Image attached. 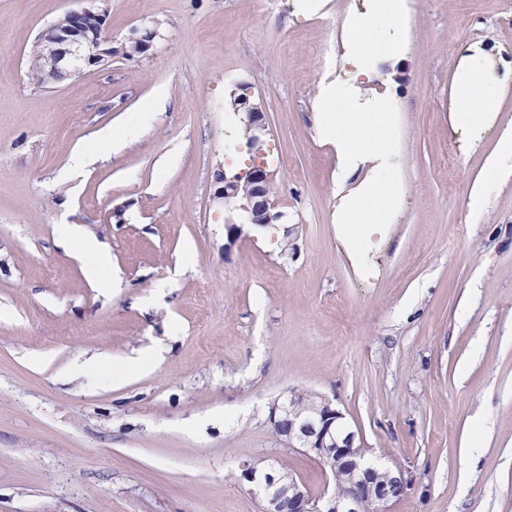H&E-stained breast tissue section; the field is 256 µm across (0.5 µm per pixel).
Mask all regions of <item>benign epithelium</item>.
Returning a JSON list of instances; mask_svg holds the SVG:
<instances>
[{
  "mask_svg": "<svg viewBox=\"0 0 512 512\" xmlns=\"http://www.w3.org/2000/svg\"><path fill=\"white\" fill-rule=\"evenodd\" d=\"M107 9L93 4L79 10H69L65 16L68 26L58 30L55 36L57 61L60 69L74 74L81 72L76 65L82 60L87 65L97 64L105 56H112V49L104 47ZM247 126L251 136L246 143L247 151L254 156L261 151V135L266 131L265 113L260 107L246 113ZM245 180L249 189L239 194V180ZM273 175L264 162L251 160L247 169L238 173L236 179H219L214 198L234 202L241 222L226 224L229 242L236 241L244 226L263 230L280 223L285 213L279 210L278 202L272 198L269 185ZM288 445L318 459L325 466H336L347 471L351 487L344 492L324 490L312 495L303 482L292 474L288 485L280 484L275 468L261 473L250 465H244L243 478L251 484L252 490L264 502V512H280L283 499L292 505L290 512H361L363 495L373 498L377 512H388V505L394 500L393 487L405 483L401 470H388L389 481L379 483L373 479L374 469L368 463L370 449L364 447L358 434L343 424V413L324 400L315 414L306 418L299 430L288 431Z\"/></svg>",
  "mask_w": 512,
  "mask_h": 512,
  "instance_id": "obj_1",
  "label": "benign epithelium"
}]
</instances>
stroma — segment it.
I'll return each instance as SVG.
<instances>
[{
    "instance_id": "1",
    "label": "stroma",
    "mask_w": 512,
    "mask_h": 512,
    "mask_svg": "<svg viewBox=\"0 0 512 512\" xmlns=\"http://www.w3.org/2000/svg\"><path fill=\"white\" fill-rule=\"evenodd\" d=\"M301 1L107 0L112 57L41 85L37 40L79 0H0V512H259L242 477L258 459L321 493L324 467L269 422L294 391L404 470L390 512H512V178L479 220L467 207L512 130V0H409L399 64L362 88L394 95L399 202L358 247L315 100L323 44L369 0ZM135 28L157 35L129 57ZM479 52L505 90L471 135L454 79ZM241 82L287 220L231 243L214 191L247 138L226 105ZM159 93L136 141L72 169ZM66 223L107 247L119 287L89 284ZM147 347L144 373L72 372Z\"/></svg>"
}]
</instances>
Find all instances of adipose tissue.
<instances>
[{
  "label": "adipose tissue",
  "instance_id": "ef3b65f1",
  "mask_svg": "<svg viewBox=\"0 0 512 512\" xmlns=\"http://www.w3.org/2000/svg\"><path fill=\"white\" fill-rule=\"evenodd\" d=\"M407 10L406 0H372L367 11L348 20V51L344 64L351 80L325 83L319 92L323 137L335 143L342 162L340 180H347L359 163L371 162L369 178L342 197L336 210V221L361 227L385 224L397 196L393 159L395 145L388 133L392 102L376 96L370 103L358 100L357 78L373 77L383 58L398 54L397 25ZM456 126L477 130L492 123L500 106L499 87L487 70L486 63H470L462 67L455 83ZM164 97H156L144 105L137 121L125 123L119 130L102 132L98 147L112 148L135 141L150 125L158 112L164 111ZM490 172L477 179L468 196L471 214L482 213L492 192L512 176V132L504 131L496 153L489 162ZM64 242L77 244L86 259L85 275L91 283L101 282L111 273L108 253L95 239L86 237L80 225L60 227Z\"/></svg>",
  "mask_w": 512,
  "mask_h": 512
}]
</instances>
